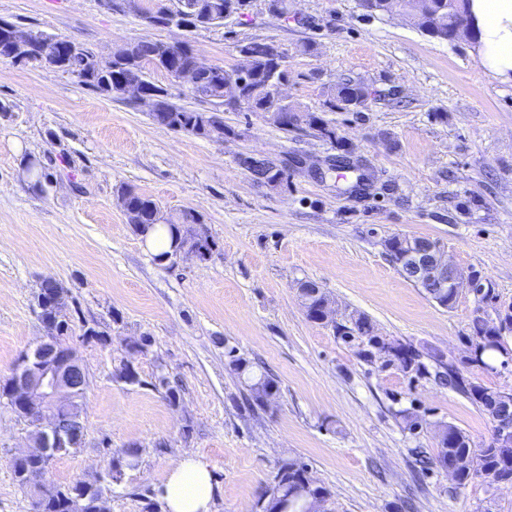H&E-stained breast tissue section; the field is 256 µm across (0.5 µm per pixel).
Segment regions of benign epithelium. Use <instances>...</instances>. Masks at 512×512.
I'll use <instances>...</instances> for the list:
<instances>
[{
    "instance_id": "1",
    "label": "benign epithelium",
    "mask_w": 512,
    "mask_h": 512,
    "mask_svg": "<svg viewBox=\"0 0 512 512\" xmlns=\"http://www.w3.org/2000/svg\"><path fill=\"white\" fill-rule=\"evenodd\" d=\"M12 49L8 59L14 63H26L34 59L62 72H69L67 63L60 62L49 53L48 44L33 42V38L16 27L9 28ZM403 277L430 290L451 289L459 293L463 283L473 284V279L445 257L441 244L429 238L413 236L408 251L397 261ZM45 335L32 351L19 358L9 377V407L19 411L30 407L40 408V413L28 417V423L43 431V447L52 454L68 448H77L84 441V434L71 423L62 428L53 411L65 402L83 395L89 386V372L76 350L68 348L60 352L57 347L56 322L42 320ZM398 341L383 339L377 346L379 355L388 367L397 366L395 358Z\"/></svg>"
}]
</instances>
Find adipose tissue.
<instances>
[{"label": "adipose tissue", "instance_id": "obj_1", "mask_svg": "<svg viewBox=\"0 0 512 512\" xmlns=\"http://www.w3.org/2000/svg\"><path fill=\"white\" fill-rule=\"evenodd\" d=\"M469 12L478 35V60L492 78L512 82V0H470ZM213 475L194 456L171 470L161 497L167 512H211Z\"/></svg>", "mask_w": 512, "mask_h": 512}]
</instances>
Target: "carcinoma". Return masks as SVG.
<instances>
[{"instance_id":"1","label":"carcinoma","mask_w":512,"mask_h":512,"mask_svg":"<svg viewBox=\"0 0 512 512\" xmlns=\"http://www.w3.org/2000/svg\"><path fill=\"white\" fill-rule=\"evenodd\" d=\"M198 0H170V4H160L154 10L144 12L159 21V26L169 27V15L177 12L179 18L176 24L185 28L197 29L199 25L186 14L188 7ZM216 13L213 25L220 26L233 15L241 13L246 6V0H205ZM469 0H428V23L431 26L430 36L440 41L448 40V34L459 17L468 14ZM271 43L268 41H251L241 46L251 57L252 68L250 74L242 82H237L234 73L220 66L200 75V84L193 87L191 93L205 101L215 104L222 103L225 97H235L241 105L253 112H265L277 106L278 99L274 87L276 83L288 78V71L272 72L269 58ZM194 53L189 45H184L181 53L175 55L168 68L183 70L192 64ZM90 56L69 60L72 70L83 74L79 80L82 85L96 91L103 92L104 86H116L126 82H138L143 92L148 96L163 93V114L153 116V122L176 132H185L205 139H222L228 135H237V132L224 124V118H219L212 112L198 111L180 106L171 101L167 89L155 84L148 78V66L137 60H124L112 65V72L101 75L90 71ZM367 87L350 79H344L336 85V90L330 95L327 107L330 111L359 109L362 99L366 96ZM307 122L313 126L319 135L336 144L342 149L341 140L336 136V128L321 117L307 114ZM254 181L260 185L278 187L285 179V171L277 164L267 161L252 171ZM117 199L129 214L133 231L137 235L150 234L159 224L170 237L171 247L180 244L200 253L201 257L211 254L216 242L210 236L206 224L200 216L190 212L186 214L182 223L165 222L160 206L153 199L146 197L134 188L121 185L117 189ZM298 295L305 308L307 319L319 322L322 310L330 301L326 292L313 281L297 283ZM40 314L57 320L59 329V344L65 349L66 338L75 330V316L70 312H56L53 306L43 303L40 305ZM334 334L346 344L357 346V354L363 359L371 357L372 346L378 336L374 327L365 316H360L351 326L340 322L333 325ZM472 335L469 336L470 351L474 356L468 366L490 370L493 364L503 356L512 352L507 342V334L512 332V311L498 316L495 319L477 317L472 322ZM401 352L400 368L413 379L433 378L442 386H449L453 390L465 395L470 402L482 411L492 425V434L488 441L479 447L472 446L471 439L464 431L454 425L443 423L439 429L443 432V439L439 441L437 452L428 464L441 470L453 468L455 481L464 486L482 471L492 472L502 477L512 479V447L498 446L496 432L505 423L512 422V415H499L496 408V390L465 377L461 369L455 365H448L442 371H430L423 361V355L411 344H398ZM224 356L227 358L230 369L244 380L250 391L253 402L264 406L279 390L278 381L268 374L258 373L254 370L252 361L239 354L237 348L224 347ZM115 376L130 384H140V374L133 362L122 359L115 368ZM36 446L22 457L14 459L12 471L15 481L21 487H26L27 474L37 470H47L54 455L37 446L39 437L33 436ZM139 450L136 447L127 448L124 453L111 459L120 467L119 475L134 468L138 462ZM328 491L325 487L316 484L308 476L303 463L298 460L283 462L277 469L273 484L257 501L258 512H310L308 504L315 500L326 501ZM41 512H105V499L94 485L85 482H76L61 488L51 484L43 485Z\"/></svg>"}]
</instances>
